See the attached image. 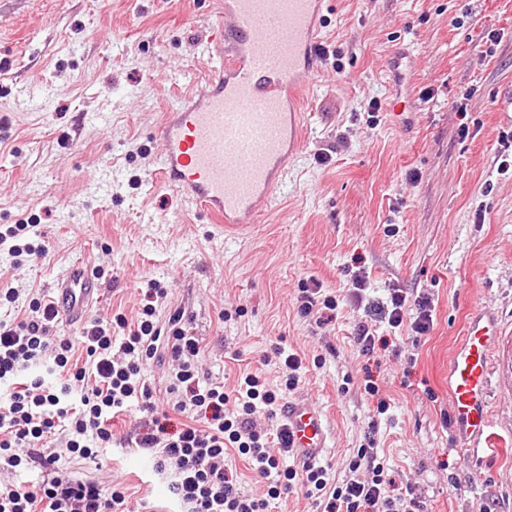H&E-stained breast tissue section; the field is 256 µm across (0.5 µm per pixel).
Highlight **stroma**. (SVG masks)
I'll use <instances>...</instances> for the list:
<instances>
[{
	"instance_id": "35a3bbf8",
	"label": "stroma",
	"mask_w": 512,
	"mask_h": 512,
	"mask_svg": "<svg viewBox=\"0 0 512 512\" xmlns=\"http://www.w3.org/2000/svg\"><path fill=\"white\" fill-rule=\"evenodd\" d=\"M223 8L0 0V225L37 218L47 248L15 267L0 259V283L20 291L0 320L20 322L80 261L104 272L92 320L135 323L144 282L159 281L168 297L157 325L182 312L202 376L225 392L247 372L285 380L275 348L302 358L294 394L331 425L330 476L344 478L357 449L371 448L428 512H512V392L490 398L506 454L473 460L457 445L448 395V356L473 308L495 309L512 334V169L500 167L512 143L495 110L512 87V0H330L328 56L301 93L305 148L282 196L244 229L206 223L147 183L161 151L156 124L181 95L208 87L204 25ZM396 49L414 102L399 116L387 63ZM110 170L119 182L92 193L87 175ZM358 275L371 299L392 288L430 298L431 331L377 323L387 344L364 356L351 341L362 308L341 301L323 326L300 316L304 285L333 293ZM175 371L165 357L147 375L157 414L176 428L186 417L172 409ZM369 380L377 395L365 392ZM147 418L131 406L99 464L74 456L69 470L124 490L133 512H179L169 476L135 445Z\"/></svg>"
}]
</instances>
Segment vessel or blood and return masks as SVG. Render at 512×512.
Segmentation results:
<instances>
[{
    "label": "vessel or blood",
    "mask_w": 512,
    "mask_h": 512,
    "mask_svg": "<svg viewBox=\"0 0 512 512\" xmlns=\"http://www.w3.org/2000/svg\"><path fill=\"white\" fill-rule=\"evenodd\" d=\"M326 4L224 0L206 48L207 91L164 112L155 130L162 153L153 187L175 189L213 224L242 227L273 206L289 160L304 147L295 105L303 82L319 70ZM99 288L92 266L78 262L65 270L52 287L61 320L83 321ZM498 354L504 379L512 381V338L495 311L473 310L448 361L456 440L473 456L499 446L489 411V364ZM278 422L296 466H319L330 442L322 412L296 397Z\"/></svg>",
    "instance_id": "obj_1"
}]
</instances>
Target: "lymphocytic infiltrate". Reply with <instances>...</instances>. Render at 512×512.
I'll list each match as a JSON object with an SVG mask.
<instances>
[{
    "label": "lymphocytic infiltrate",
    "mask_w": 512,
    "mask_h": 512,
    "mask_svg": "<svg viewBox=\"0 0 512 512\" xmlns=\"http://www.w3.org/2000/svg\"><path fill=\"white\" fill-rule=\"evenodd\" d=\"M146 296L134 328L122 320L113 327L90 323L77 346L51 336L58 313L49 303L32 300L24 320L0 321V385L9 387L0 403V470L37 467L48 474L31 489L0 485V512H125L122 491L106 493L94 480L71 476L60 456L43 449L61 436L69 454L96 461L101 449L112 445L115 417L135 403L153 410L143 370L162 348L179 363L170 390L178 395L175 411L189 421L174 431L154 422L136 445L155 456L158 472L171 474L170 491L185 512H269L297 479L316 512H424L418 497L393 493L383 463L365 448L358 449L340 480L324 468L300 473L282 467L280 460L288 455L284 433L271 437L256 426L257 413L273 410L280 391L253 373L242 376L231 395L223 384L201 381L193 362L200 344L181 327L180 315H171L164 329L153 320L166 289L148 281ZM417 306V316L408 318V298L394 288L372 308L389 327L406 324L424 335L433 326V307L425 298ZM116 327L124 331L118 339L112 334ZM37 364L45 366V374L30 376ZM230 446L267 480L265 497L240 491L236 474L224 466Z\"/></svg>",
    "instance_id": "f902f5d3"
}]
</instances>
